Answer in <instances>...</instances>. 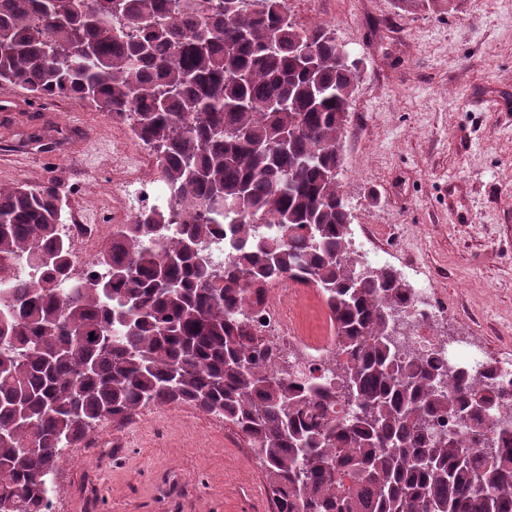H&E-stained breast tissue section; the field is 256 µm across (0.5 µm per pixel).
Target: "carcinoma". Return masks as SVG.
Wrapping results in <instances>:
<instances>
[{
    "label": "carcinoma",
    "mask_w": 512,
    "mask_h": 512,
    "mask_svg": "<svg viewBox=\"0 0 512 512\" xmlns=\"http://www.w3.org/2000/svg\"><path fill=\"white\" fill-rule=\"evenodd\" d=\"M244 2L0 0V86L123 117L169 189L71 287L65 193L0 186V512H46L61 449L171 403L247 438L274 512H512V427H484L512 391L492 366L400 350L409 285L353 248L330 173L360 61L287 0ZM23 257L39 281L17 278ZM287 281L324 299L328 376L272 364L255 329L264 290Z\"/></svg>",
    "instance_id": "obj_1"
}]
</instances>
